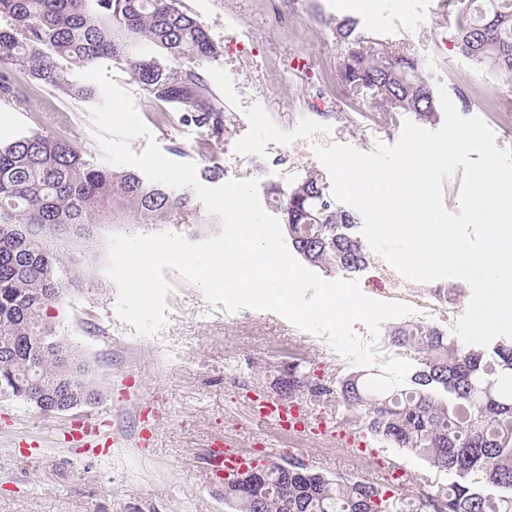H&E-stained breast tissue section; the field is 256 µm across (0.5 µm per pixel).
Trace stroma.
<instances>
[{"label":"stroma","mask_w":512,"mask_h":512,"mask_svg":"<svg viewBox=\"0 0 512 512\" xmlns=\"http://www.w3.org/2000/svg\"><path fill=\"white\" fill-rule=\"evenodd\" d=\"M201 22L223 52L204 68L224 104V136L209 142L205 128L174 105L155 101L121 58L103 65L134 98L162 153L194 163L201 182L217 187L231 179H258L267 212L281 211L270 194H288L309 173L326 174L314 144L348 143L371 151L375 141L394 144L376 116L375 95L342 82L339 67L348 48L336 26L355 20L358 33L390 47L407 49L429 88L444 84L463 116L481 117L498 147H512V79L462 55L456 47L459 4L455 0H317L316 11L300 14L288 28L270 15V0H178ZM250 46L227 52L228 43ZM306 58L310 71L284 70L286 59ZM16 82L27 100L0 101V136L62 134L82 146L89 161L104 165L93 132V101L73 99L50 88L30 89L24 74ZM331 90L325 112L310 101L318 87ZM124 224H100L92 241H75L70 254L79 275L58 319L102 381L99 405L76 414L45 416L12 399H0V512H225L224 495L207 479L206 453L222 437L255 457L302 453L328 476L352 475L377 484L393 480L367 460L345 450L342 438L301 442L284 436L258 437L249 395H277L288 368L303 370L335 387L358 368L334 350L326 337L298 330L281 316L249 308L230 311L208 303L203 293L169 270L165 277L168 321L154 337L137 336L116 313L117 288L106 276L108 238L129 233ZM362 292L398 302L411 315L382 324L377 349L383 358L417 363L418 351L394 346L393 330L414 322L451 333L471 297L459 279L411 282L396 287L400 274L379 254L355 272ZM455 288L454 303L438 301L433 287ZM82 423L100 438L116 437L109 454L57 435Z\"/></svg>","instance_id":"stroma-1"}]
</instances>
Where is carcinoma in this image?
<instances>
[{
    "label": "carcinoma",
    "instance_id": "carcinoma-1",
    "mask_svg": "<svg viewBox=\"0 0 512 512\" xmlns=\"http://www.w3.org/2000/svg\"><path fill=\"white\" fill-rule=\"evenodd\" d=\"M478 17L463 9L458 50L512 75V0H480ZM0 97L25 95L15 72L71 98L93 99L95 86L74 79L64 59L85 68L123 57L132 76L155 100L191 113L214 140L224 135V104L201 67L221 48L177 0H0ZM170 66L163 67L156 54ZM346 83L377 93L386 123L399 112L429 120L432 95L413 58L361 37L341 61ZM81 145L34 133L0 139V399L15 398L46 414L42 404L65 406L102 395L83 353L59 334L48 309L76 279L66 246L94 238L97 225L196 224L191 192L151 182L129 171L96 166ZM327 198L310 176L289 193L283 211L302 224L305 212ZM357 218L346 211L297 240L306 261L356 272L367 264L361 240L350 234ZM30 226L33 232L19 233ZM398 347L423 354L409 387L374 392L361 374L332 389L294 365L280 393L288 400H342L358 412L361 429L383 444L423 458L457 477L420 492L425 512H512V339L489 346L461 345L427 324L391 334ZM228 512H399L400 498L378 484L328 477L297 456L288 470L275 459L259 465L246 484L224 483Z\"/></svg>",
    "mask_w": 512,
    "mask_h": 512
}]
</instances>
